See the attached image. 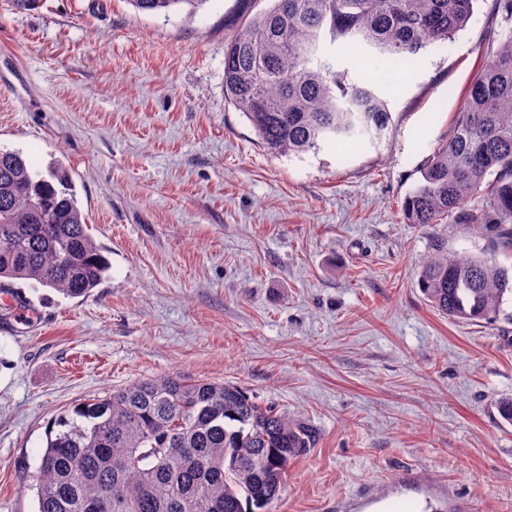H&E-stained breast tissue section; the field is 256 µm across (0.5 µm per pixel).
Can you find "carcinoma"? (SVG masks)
Segmentation results:
<instances>
[{"instance_id": "obj_1", "label": "carcinoma", "mask_w": 512, "mask_h": 512, "mask_svg": "<svg viewBox=\"0 0 512 512\" xmlns=\"http://www.w3.org/2000/svg\"><path fill=\"white\" fill-rule=\"evenodd\" d=\"M224 44V98L272 153L379 138L392 126L370 86L320 59L324 42L366 47L395 67L466 29L478 0H270ZM139 12L193 16L205 0H129ZM452 134L434 149L401 211L408 224H480L491 250L441 244L418 286L440 314L488 322L512 296V35L488 44ZM62 166L33 169L0 148V280L66 297L99 286L109 262ZM480 205L469 209L471 199ZM40 456L36 512H264L316 434L237 384L178 375L138 381L75 406Z\"/></svg>"}]
</instances>
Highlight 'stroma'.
Here are the masks:
<instances>
[{
  "label": "stroma",
  "instance_id": "1",
  "mask_svg": "<svg viewBox=\"0 0 512 512\" xmlns=\"http://www.w3.org/2000/svg\"><path fill=\"white\" fill-rule=\"evenodd\" d=\"M267 6L0 0V147L63 162L111 265L74 299L0 282L30 306L18 320L0 301V512H35L40 456L75 405L172 374L240 385L315 430L265 512H512V321L449 320L417 286L436 243L489 241L400 214L489 37L512 30L480 0L387 83L378 54L323 44L393 129L285 157L224 98V42ZM205 0H129V3L139 12L168 13L174 7L186 9L187 16H193L204 4Z\"/></svg>",
  "mask_w": 512,
  "mask_h": 512
}]
</instances>
